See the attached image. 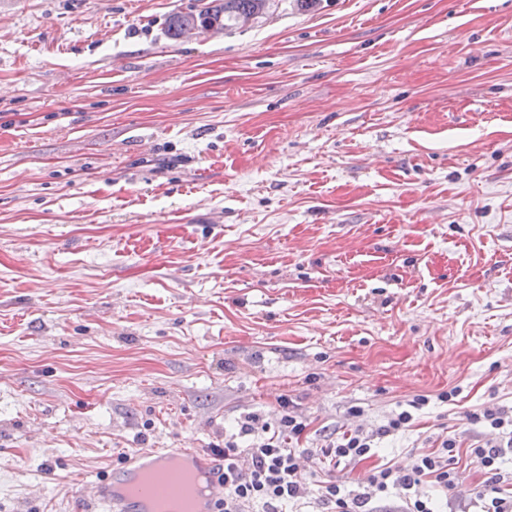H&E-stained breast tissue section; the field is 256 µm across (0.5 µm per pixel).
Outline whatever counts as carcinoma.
<instances>
[{
  "mask_svg": "<svg viewBox=\"0 0 512 512\" xmlns=\"http://www.w3.org/2000/svg\"><path fill=\"white\" fill-rule=\"evenodd\" d=\"M269 7V0H218L197 13H176L169 20L168 35L178 39L184 33L225 30L232 26H245L260 18Z\"/></svg>",
  "mask_w": 512,
  "mask_h": 512,
  "instance_id": "obj_1",
  "label": "carcinoma"
}]
</instances>
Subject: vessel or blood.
<instances>
[{"label":"vessel or blood","instance_id":"b4317fda","mask_svg":"<svg viewBox=\"0 0 512 512\" xmlns=\"http://www.w3.org/2000/svg\"><path fill=\"white\" fill-rule=\"evenodd\" d=\"M103 512H222L224 486L212 455L190 448H151L127 455L116 474L93 481Z\"/></svg>","mask_w":512,"mask_h":512}]
</instances>
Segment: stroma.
I'll use <instances>...</instances> for the list:
<instances>
[{
    "mask_svg": "<svg viewBox=\"0 0 512 512\" xmlns=\"http://www.w3.org/2000/svg\"><path fill=\"white\" fill-rule=\"evenodd\" d=\"M0 0V512H75L124 452L281 398L366 484L512 407V0ZM453 392L450 401L441 398ZM404 430H379L413 398ZM198 13H176L169 20L168 35L178 39L187 31L225 30L232 26H246L260 18L269 7L268 0H215Z\"/></svg>",
    "mask_w": 512,
    "mask_h": 512,
    "instance_id": "stroma-1",
    "label": "stroma"
}]
</instances>
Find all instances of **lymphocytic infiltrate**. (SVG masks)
I'll return each mask as SVG.
<instances>
[{"label":"lymphocytic infiltrate","instance_id":"obj_1","mask_svg":"<svg viewBox=\"0 0 512 512\" xmlns=\"http://www.w3.org/2000/svg\"><path fill=\"white\" fill-rule=\"evenodd\" d=\"M305 429V422L284 398L274 425L261 424L256 415L246 417L241 433L252 436L250 447H240L235 435L225 436L220 450L224 458L223 512H284L288 503L308 496L307 475L297 462V449L290 446ZM511 450L512 438L503 445L472 450L488 476L484 489L486 512H512V471L504 467ZM373 451L370 436L358 430L347 435L343 443L310 448L306 454L317 463L325 459L355 462L372 457ZM456 453V440L451 437L438 451L413 455L406 466L377 467L365 486L352 489L332 480L324 482L320 502L327 512H371L373 498L392 495L405 503V512H436L432 499L419 497L416 488L426 478L443 492L454 491L459 485Z\"/></svg>","mask_w":512,"mask_h":512}]
</instances>
